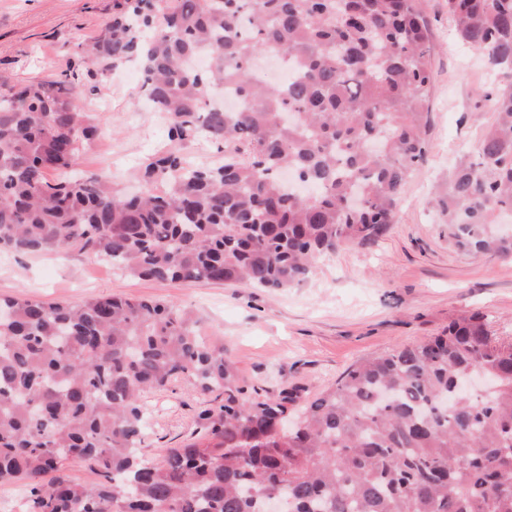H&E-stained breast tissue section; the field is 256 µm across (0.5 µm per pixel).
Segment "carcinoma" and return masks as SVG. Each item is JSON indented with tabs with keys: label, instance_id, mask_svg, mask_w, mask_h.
<instances>
[{
	"label": "carcinoma",
	"instance_id": "1",
	"mask_svg": "<svg viewBox=\"0 0 512 512\" xmlns=\"http://www.w3.org/2000/svg\"><path fill=\"white\" fill-rule=\"evenodd\" d=\"M417 2L112 0L84 57L103 74L138 66L169 140L203 138L224 162L193 165L173 146L128 193L71 173L98 135L79 70L0 89V250L76 249L140 278L276 291L307 282L322 254L373 243L426 154L433 72ZM448 17L506 82L435 206L448 244L511 257L497 219L512 211V0H448ZM201 56L207 68L186 66ZM215 86L238 107L212 103ZM475 370L489 392L460 387ZM177 388L209 397L195 435L148 459L143 400ZM72 464L100 481L72 483ZM10 481L27 486L25 512H265L277 494L287 512H512V343L465 314L312 399L297 386L262 395L190 308L0 296Z\"/></svg>",
	"mask_w": 512,
	"mask_h": 512
}]
</instances>
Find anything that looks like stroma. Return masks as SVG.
Instances as JSON below:
<instances>
[{"label":"stroma","mask_w":512,"mask_h":512,"mask_svg":"<svg viewBox=\"0 0 512 512\" xmlns=\"http://www.w3.org/2000/svg\"><path fill=\"white\" fill-rule=\"evenodd\" d=\"M432 32L428 152L394 224L373 245L317 259L303 286L276 292L207 281H150L116 272L89 252L0 253V294L77 303L101 293L162 299L196 310L205 336L223 342L248 386L314 395L363 359L441 333L457 315H485L492 336L512 343V257L466 255L430 204V191L494 119L486 99L500 79L448 19L447 0H420ZM112 0H0V87L87 69L81 48L101 29ZM133 65L84 80L78 103L101 135L78 160L84 173L133 185L144 160L168 143V124L147 111ZM199 394L161 392L143 402L142 449L156 459L196 430Z\"/></svg>","instance_id":"1"}]
</instances>
